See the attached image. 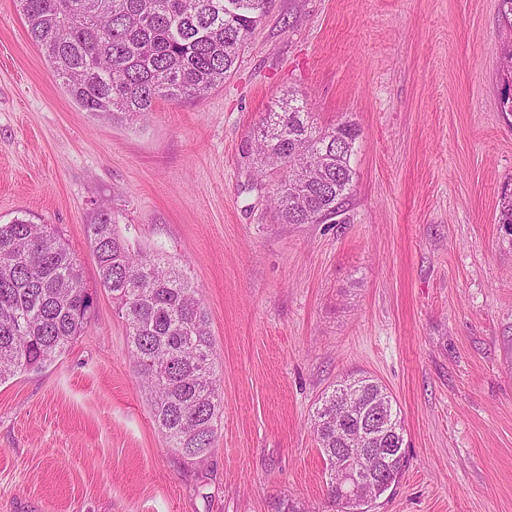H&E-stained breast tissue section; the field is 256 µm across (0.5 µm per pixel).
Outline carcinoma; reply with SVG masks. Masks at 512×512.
I'll return each mask as SVG.
<instances>
[{
  "instance_id": "1",
  "label": "carcinoma",
  "mask_w": 512,
  "mask_h": 512,
  "mask_svg": "<svg viewBox=\"0 0 512 512\" xmlns=\"http://www.w3.org/2000/svg\"><path fill=\"white\" fill-rule=\"evenodd\" d=\"M27 33L51 72L81 109L114 121L136 120L159 100L200 98L224 84L242 46L271 0H17ZM507 76L502 111L512 112V36L502 56ZM359 129L343 122L322 130L294 94L267 112L257 146L281 171L272 201L282 224L336 223L351 194L350 161ZM98 288L127 325L137 377L150 394L154 424L168 450L187 460L212 448L224 411L208 313L184 270L161 253L130 248L101 207L89 225ZM93 308L76 257L51 224L16 218L0 224V382L53 362L82 334ZM360 395L364 412L338 424L336 394ZM395 442L372 441L371 462L393 488L405 467L400 411L377 379H347L322 397L311 426L326 462L331 512H361L338 488L332 460L345 431L367 424L382 404Z\"/></svg>"
}]
</instances>
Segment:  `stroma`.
I'll list each match as a JSON object with an SVG mask.
<instances>
[{"label":"stroma","instance_id":"obj_1","mask_svg":"<svg viewBox=\"0 0 512 512\" xmlns=\"http://www.w3.org/2000/svg\"><path fill=\"white\" fill-rule=\"evenodd\" d=\"M499 0H273L223 86L117 123L82 111L0 0V224L59 228L87 285L97 203L134 251L186 266L224 413L166 448L105 292L68 350L0 382V512H325L311 419L384 384L406 467L374 512H512V114ZM360 131L340 224H281L255 148L288 94ZM508 44L504 49L502 56V71L507 76V82L504 83V90L500 94L499 105L502 112H512V97L509 95L512 87V34L510 31Z\"/></svg>","mask_w":512,"mask_h":512}]
</instances>
